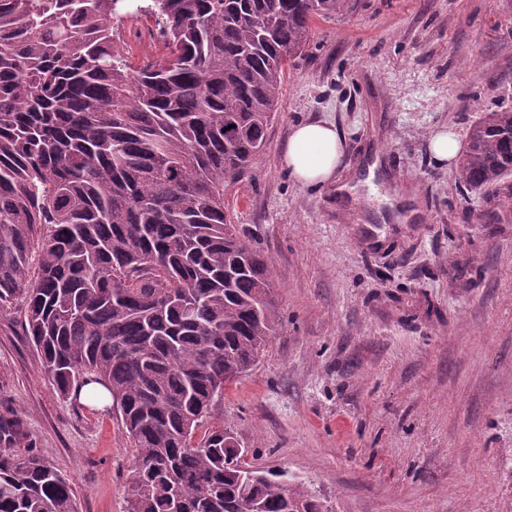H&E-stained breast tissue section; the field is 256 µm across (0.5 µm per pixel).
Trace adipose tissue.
Returning a JSON list of instances; mask_svg holds the SVG:
<instances>
[{
	"label": "adipose tissue",
	"instance_id": "1",
	"mask_svg": "<svg viewBox=\"0 0 512 512\" xmlns=\"http://www.w3.org/2000/svg\"><path fill=\"white\" fill-rule=\"evenodd\" d=\"M345 137L336 124L311 121L293 127L281 156L289 175L305 186L333 182L343 157Z\"/></svg>",
	"mask_w": 512,
	"mask_h": 512
}]
</instances>
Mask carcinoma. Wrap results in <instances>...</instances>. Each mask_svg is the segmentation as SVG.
Returning a JSON list of instances; mask_svg holds the SVG:
<instances>
[{
    "label": "carcinoma",
    "instance_id": "obj_1",
    "mask_svg": "<svg viewBox=\"0 0 512 512\" xmlns=\"http://www.w3.org/2000/svg\"><path fill=\"white\" fill-rule=\"evenodd\" d=\"M345 0H0V308L64 398L102 385L135 447L126 512H333L254 468L210 397L279 315L226 209L251 176L288 61ZM151 17L162 56L127 62ZM512 175V108L469 127L461 186ZM0 512H76L70 480L0 411Z\"/></svg>",
    "mask_w": 512,
    "mask_h": 512
}]
</instances>
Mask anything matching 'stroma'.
I'll list each match as a JSON object with an SVG mask.
<instances>
[{"label": "stroma", "instance_id": "35a3bbf8", "mask_svg": "<svg viewBox=\"0 0 512 512\" xmlns=\"http://www.w3.org/2000/svg\"><path fill=\"white\" fill-rule=\"evenodd\" d=\"M512 108V0H345L288 63L264 152L224 192L269 261L279 322L229 383L254 466L334 512H512V209L460 187L431 132ZM346 138L335 185L280 164L292 127ZM71 480L78 512H126L135 450L113 411L56 394L0 310V409Z\"/></svg>", "mask_w": 512, "mask_h": 512}]
</instances>
